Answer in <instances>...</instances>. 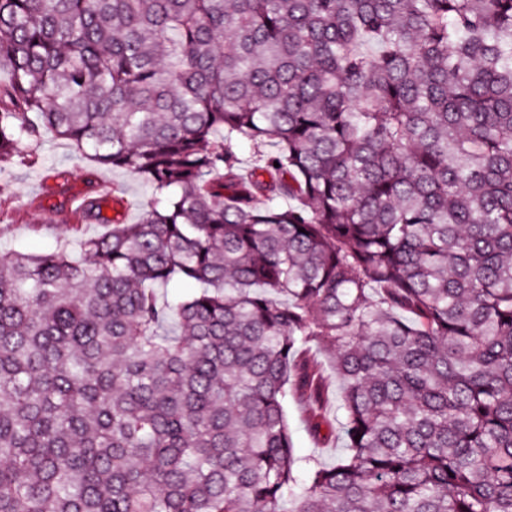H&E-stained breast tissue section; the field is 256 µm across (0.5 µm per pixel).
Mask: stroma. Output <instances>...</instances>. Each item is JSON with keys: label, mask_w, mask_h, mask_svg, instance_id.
<instances>
[{"label": "stroma", "mask_w": 512, "mask_h": 512, "mask_svg": "<svg viewBox=\"0 0 512 512\" xmlns=\"http://www.w3.org/2000/svg\"><path fill=\"white\" fill-rule=\"evenodd\" d=\"M33 164L16 163L0 171V206L9 218L0 221V249H19L28 253L55 250L60 238L71 236L69 222L59 220L68 197L86 192L95 182L107 201L106 216L121 214L127 223H136L153 199L151 188L141 179L121 169L96 166L76 156L68 141L45 133ZM120 194H113V186ZM288 423L298 455H314L324 463L341 455L340 443L320 448L311 439L302 411L297 404L288 406Z\"/></svg>", "instance_id": "1"}]
</instances>
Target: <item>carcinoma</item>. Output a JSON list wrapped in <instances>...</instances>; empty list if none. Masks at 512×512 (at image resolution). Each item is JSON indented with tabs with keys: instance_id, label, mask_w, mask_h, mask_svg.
I'll return each instance as SVG.
<instances>
[{
	"instance_id": "cac0c4a2",
	"label": "carcinoma",
	"mask_w": 512,
	"mask_h": 512,
	"mask_svg": "<svg viewBox=\"0 0 512 512\" xmlns=\"http://www.w3.org/2000/svg\"><path fill=\"white\" fill-rule=\"evenodd\" d=\"M2 66L0 171L156 199L0 252V512H512V0H0ZM288 423L292 431V438L296 453L299 456L315 455L326 464L336 461V458L343 453L342 441L337 440L331 443L328 448H317L306 429L303 421L301 408L294 403H288Z\"/></svg>"
}]
</instances>
